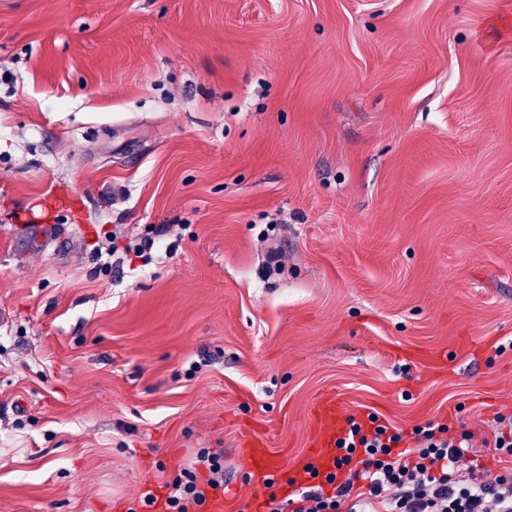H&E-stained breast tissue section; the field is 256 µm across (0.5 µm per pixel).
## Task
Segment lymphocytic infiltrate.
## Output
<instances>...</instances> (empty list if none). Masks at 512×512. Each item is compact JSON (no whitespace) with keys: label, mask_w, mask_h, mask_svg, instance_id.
Instances as JSON below:
<instances>
[{"label":"lymphocytic infiltrate","mask_w":512,"mask_h":512,"mask_svg":"<svg viewBox=\"0 0 512 512\" xmlns=\"http://www.w3.org/2000/svg\"><path fill=\"white\" fill-rule=\"evenodd\" d=\"M495 423L491 448L508 465L494 475L470 465V431L454 435L430 422L406 435L373 413L348 418L332 468L305 466L310 485L282 501L269 497V512H512V415ZM201 465L209 472L203 484ZM168 489L166 512H207L210 493L224 490L223 452L200 449Z\"/></svg>","instance_id":"1"}]
</instances>
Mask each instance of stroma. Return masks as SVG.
<instances>
[{
  "mask_svg": "<svg viewBox=\"0 0 512 512\" xmlns=\"http://www.w3.org/2000/svg\"><path fill=\"white\" fill-rule=\"evenodd\" d=\"M327 394L499 469L512 0H0V512H128L202 448L234 512L287 497ZM174 235L178 237L176 230L172 229V224L151 225L145 235L132 241L134 242L133 245H131V242L127 246L126 251H132L133 256L140 259L142 264L139 267L145 266L152 260V250L155 247L156 239ZM240 457L244 465L256 473L269 474L278 466L277 453L268 448L266 440L255 437L241 445Z\"/></svg>",
  "mask_w": 512,
  "mask_h": 512,
  "instance_id": "obj_1",
  "label": "stroma"
}]
</instances>
